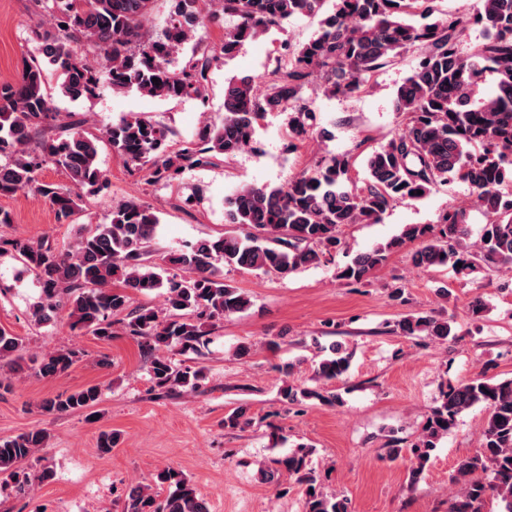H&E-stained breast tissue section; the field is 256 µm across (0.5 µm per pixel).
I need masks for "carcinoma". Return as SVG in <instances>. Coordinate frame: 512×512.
<instances>
[{
	"instance_id": "cac0c4a2",
	"label": "carcinoma",
	"mask_w": 512,
	"mask_h": 512,
	"mask_svg": "<svg viewBox=\"0 0 512 512\" xmlns=\"http://www.w3.org/2000/svg\"><path fill=\"white\" fill-rule=\"evenodd\" d=\"M163 27L147 34L145 25L155 0H35L38 16L31 34L36 53L24 60L16 78L0 84V196L35 190L47 198L57 220L69 223L80 209L82 193H98L107 179L98 162L97 139L71 122L61 132L31 142L58 121L60 112L47 89V74L59 75V94L78 102L96 95L105 81L117 94L136 93L164 101L192 98L206 103L215 56L195 40L200 28H222L224 59L273 27L292 19L322 14L317 35L305 43L283 44L263 85L253 78H232L224 87V117L200 127L195 140L171 149V130L140 115L123 116L106 129L112 153L135 170H150L156 181H173L185 171L215 165L244 151H259L257 128L269 112L288 113L291 145L313 136L330 137L316 123L306 96L313 78L331 96L353 95L384 67L409 54L411 75L399 88L395 111L401 129L364 158L366 178L350 175L351 158L324 156L287 186L244 185L225 200L224 223L249 232L225 233L197 242L187 251L153 258L160 219L149 205L129 199L112 208L108 220L79 233L74 249L59 251L44 241L4 239L0 253L11 252L40 276L44 302L36 321L67 313L71 330L112 336V316L126 314L125 331L141 339L153 355L151 371L159 388L200 387L201 369L179 367L167 353L196 350L203 327L244 312L249 297L224 282L222 266L281 275L319 265L333 257L342 228L380 224L397 202H412L438 185L460 182L475 196L484 215L477 240H471L470 212L442 210L431 224H407L384 244L336 267V278L360 283L388 254L417 244L412 263L425 270L451 267L468 278L491 268L512 272V0H478L466 19H448L439 0H171ZM480 27L484 42L469 54L461 51L468 31ZM82 43L92 60L71 48ZM497 80L495 94L482 88ZM158 82H153V79ZM63 171L67 186L40 182L44 166ZM422 194H417V191ZM161 292L170 315L148 307L130 308L133 297ZM402 336L455 339L448 319L427 313L405 314L394 322ZM315 387L287 385L280 396L288 406L319 401L334 405L339 394L323 385L343 376L351 354L339 344L321 348ZM75 350L38 357L27 355L24 340L0 328V368L28 360L41 376L69 369ZM100 390L88 386L44 402L49 413L83 412L98 405ZM487 413L478 450L460 460L449 477L456 491L448 512H485L494 500L497 512H512V378L482 373L440 391L422 433L410 448H392L413 460L411 481L424 473L437 442L474 407ZM252 423L239 406L224 417V427ZM43 430L0 438V482L26 490L33 475L26 465L45 446ZM312 449L300 445L260 470L261 478L279 483L283 473L304 486V512H348L344 498L328 496L318 486ZM166 489L159 497L155 488ZM121 512H209L204 498L183 473L166 467L150 483L131 488Z\"/></svg>"
}]
</instances>
